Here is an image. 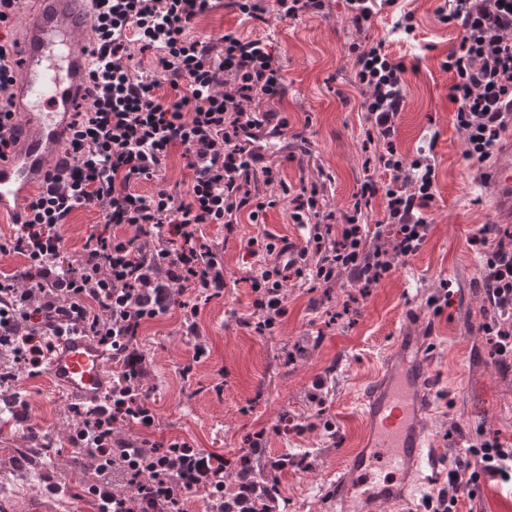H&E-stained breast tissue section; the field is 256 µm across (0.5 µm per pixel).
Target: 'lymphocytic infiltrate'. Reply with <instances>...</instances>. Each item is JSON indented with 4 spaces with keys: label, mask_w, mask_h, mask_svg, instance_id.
I'll use <instances>...</instances> for the list:
<instances>
[{
    "label": "lymphocytic infiltrate",
    "mask_w": 512,
    "mask_h": 512,
    "mask_svg": "<svg viewBox=\"0 0 512 512\" xmlns=\"http://www.w3.org/2000/svg\"><path fill=\"white\" fill-rule=\"evenodd\" d=\"M96 44L85 103L69 126L71 157L61 174L27 200L13 219L0 253L21 259L0 270V351L10 352L17 374L39 375L62 337H91L109 353L118 376L103 405L74 403L78 423L70 447L87 449L101 474L87 491L99 512H184L187 492L224 489V458L181 438L157 445L148 439L155 413L144 388L148 363L139 346L147 323L171 310L197 318L202 305L223 297L224 265L203 235L207 224L231 227L234 215L259 221L275 199L252 191L256 179L282 185L281 170L266 161L264 144L285 136L288 118L265 109L280 99L281 67L260 38L227 32L221 45L191 36L213 0H91ZM442 23L461 27L442 68L452 76L448 98L467 158L489 159L512 121V0H445ZM12 44L0 35V158L16 139L4 132L13 117L9 90ZM362 106L370 127L367 142L379 146L377 162L391 175L385 185L365 178L343 224H327L318 187L301 188L290 200L292 223L311 227L305 245L266 242L270 259L251 279L254 319L260 336L278 330L286 312L287 272L319 285L348 273L357 295L344 305L352 313L360 297L388 277L396 257H410L427 236L426 212L435 199V173L428 157L405 161L396 145L403 96L404 62L383 42L355 44ZM151 53V69L136 53ZM231 86L220 89L219 73ZM182 153L190 178L185 190L165 188L174 153ZM153 184L145 193L141 184ZM385 199L383 218L363 223L364 208ZM80 209L96 212L74 263L61 259V230ZM131 235H123V228ZM394 233L393 250L380 240ZM480 247L476 280L483 292L479 330L495 362L512 367V234L483 224L470 238ZM137 427L138 440L116 432L117 423ZM255 433L238 459L236 493L224 512H263L251 480L252 462L263 452ZM512 485V438L480 432L461 438L448 480L425 499L426 512H480L485 488Z\"/></svg>",
    "instance_id": "obj_1"
}]
</instances>
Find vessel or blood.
<instances>
[{
  "instance_id": "b4317fda",
  "label": "vessel or blood",
  "mask_w": 512,
  "mask_h": 512,
  "mask_svg": "<svg viewBox=\"0 0 512 512\" xmlns=\"http://www.w3.org/2000/svg\"><path fill=\"white\" fill-rule=\"evenodd\" d=\"M11 19L23 26L11 87L17 143L0 160V216L21 212L65 159L68 126L83 102L95 49L88 34L90 0H36L30 8L18 0ZM485 179L498 223H511V127L486 166ZM46 373L73 401L99 403L110 385L104 354L86 336L63 338ZM427 385L420 344L402 334L396 351L362 393L368 438L348 463L354 481L336 480L333 498L358 510L369 501H393L402 496L410 476L438 464V452L425 436Z\"/></svg>"
}]
</instances>
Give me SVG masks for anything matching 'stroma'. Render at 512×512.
<instances>
[{
	"label": "stroma",
	"mask_w": 512,
	"mask_h": 512,
	"mask_svg": "<svg viewBox=\"0 0 512 512\" xmlns=\"http://www.w3.org/2000/svg\"><path fill=\"white\" fill-rule=\"evenodd\" d=\"M443 3L397 0L364 31L350 22L345 0H328L321 15L293 21L270 17L260 30L224 6L192 30L193 36L216 44L228 31L244 37L257 33L270 42L284 76V95L272 108L287 113L289 133L302 134L308 151L285 160L275 138L267 145V159L282 166V177L293 189L321 183L324 210L338 216L350 212L352 194L365 175L381 183L390 178L379 166L363 167L367 121L351 44L380 40L393 59L404 61L397 146L409 160L426 151L435 169L436 197L427 212L425 243L371 289L355 323L332 319L352 289L347 278L313 289L292 277L284 288L287 314L280 329L260 336L246 327L254 311L249 279L261 267L252 239L271 234L304 241L283 199L267 210L263 223H251L243 214L230 234L221 225H205L204 234L224 263L228 286L223 298L203 306L196 323L176 310L149 324L140 338L149 369L145 387L156 414L150 440L180 437L221 454L229 477L246 438L265 431V455L256 458V465L287 454L305 460L304 468L276 474L288 512H339L330 483L349 477L348 461L363 443L360 394L402 331L423 339L434 401L425 430L444 460L437 472L416 479L417 495H428L446 481L451 448L460 435L498 430L512 437V368L495 363L478 331L483 301L474 280L480 256L468 239L493 216L483 167L463 156L455 107L448 100L451 76L440 66L460 35L459 28L440 21L436 9ZM404 13L414 18L410 39L395 29ZM326 173L331 176L327 182L322 179ZM444 288L450 292L448 306L436 317L426 302ZM199 343L207 354L196 363L192 356ZM190 362L194 373L183 377L182 368ZM319 378L326 385L320 405L311 398ZM15 388L25 395L28 421L0 418V494L11 503L42 496L48 512H59L65 502L73 512H97L96 501L85 496L76 477L78 463L68 445L76 420L69 400L44 375L20 374ZM284 418L293 419V431L280 430ZM55 482L67 483L69 494H53L49 486Z\"/></svg>",
	"instance_id": "obj_1"
}]
</instances>
